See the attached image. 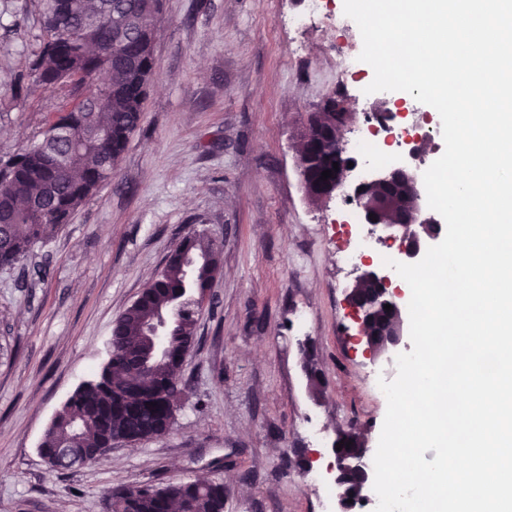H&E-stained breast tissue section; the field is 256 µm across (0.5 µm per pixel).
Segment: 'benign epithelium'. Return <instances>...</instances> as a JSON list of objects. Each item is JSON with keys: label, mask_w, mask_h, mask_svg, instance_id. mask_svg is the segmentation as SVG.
<instances>
[{"label": "benign epithelium", "mask_w": 512, "mask_h": 512, "mask_svg": "<svg viewBox=\"0 0 512 512\" xmlns=\"http://www.w3.org/2000/svg\"><path fill=\"white\" fill-rule=\"evenodd\" d=\"M351 121V112L343 100L333 105L322 103L315 111L306 113L301 124L302 134L297 136L295 146V167L301 185L309 201L324 205L342 188L349 173L356 165L344 157L346 152L344 133ZM336 157L338 169L329 164L330 157ZM331 171V177L321 180L322 172ZM424 185L418 170L405 165H395L389 169H379L367 178L357 182L353 188L352 200L356 203L361 221L373 228L378 226L386 232L379 241L400 240L402 263H415L425 254L427 248L436 242L443 225L435 215L422 207ZM206 256L188 252L183 257V270L187 282H193L200 264ZM346 305L356 325V341L363 346V353L369 358L390 357L402 342L404 318L402 309L391 290L390 277L380 269L367 265L356 276L348 289ZM391 305V323L386 331H373L374 315L384 305ZM178 306L162 310L145 326V335L152 343L151 357H165L166 337L175 324ZM81 427L71 426L58 448L56 468L70 470L85 466L91 460L81 456L78 435ZM335 438L331 444L329 474L335 484H341L342 476L348 469L362 475L355 501L370 500L369 491L373 487L374 467L368 440H363L362 448L353 454L336 450Z\"/></svg>", "instance_id": "7a95c632"}]
</instances>
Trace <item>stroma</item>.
I'll return each mask as SVG.
<instances>
[{"mask_svg": "<svg viewBox=\"0 0 512 512\" xmlns=\"http://www.w3.org/2000/svg\"><path fill=\"white\" fill-rule=\"evenodd\" d=\"M0 0V96L25 71L22 42L35 8ZM303 0H163L154 72L137 131L111 180L25 266L0 268V512H103L119 486L206 477L226 491L224 512H322L337 429L378 443L387 402L379 380L395 365L370 360L354 340L340 268L369 227L338 199L311 204L294 163L305 113L336 91L335 48L360 54L356 23L288 15ZM363 65L345 80L355 121L396 112L421 145L413 167L444 152L436 110L395 91L365 94ZM55 98L27 97L0 115V156L38 138ZM221 251L182 375L170 432L118 444L97 463L51 471L38 452L54 414L110 354L112 324L161 271L188 233ZM311 341L326 388L314 400L302 370Z\"/></svg>", "mask_w": 512, "mask_h": 512, "instance_id": "1", "label": "stroma"}]
</instances>
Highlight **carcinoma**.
Segmentation results:
<instances>
[{"label":"carcinoma","mask_w":512,"mask_h":512,"mask_svg":"<svg viewBox=\"0 0 512 512\" xmlns=\"http://www.w3.org/2000/svg\"><path fill=\"white\" fill-rule=\"evenodd\" d=\"M147 0H39V32L22 48L36 87L58 100L40 140L0 159V266L24 264L99 188L111 179L100 163L117 161L139 126L154 70L153 48L140 36L151 13ZM126 37L117 39L115 18ZM109 86H96L101 72ZM208 252L221 267L220 250L199 233L182 238L165 267L138 301L114 321L111 340L119 360L107 362L81 383L58 410L43 454L52 464L67 424H84L79 445L102 458L118 440L142 442L167 434L169 405L184 385L174 382L175 358L151 360V370H130L120 357L145 352L143 323L176 300L183 288L180 254ZM174 345L195 340L199 307L184 298ZM224 482L183 480L135 489L118 487L105 496L106 512H224Z\"/></svg>","instance_id":"obj_1"}]
</instances>
